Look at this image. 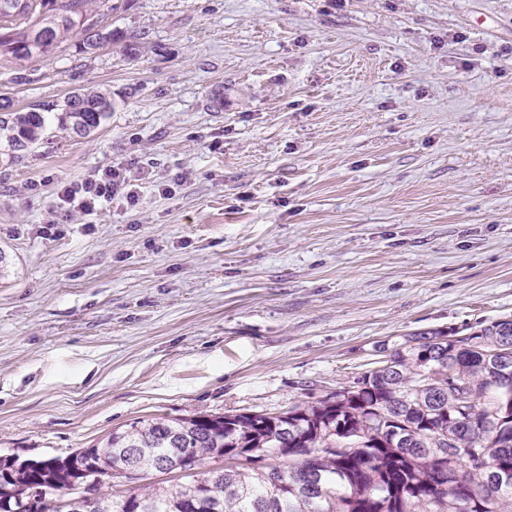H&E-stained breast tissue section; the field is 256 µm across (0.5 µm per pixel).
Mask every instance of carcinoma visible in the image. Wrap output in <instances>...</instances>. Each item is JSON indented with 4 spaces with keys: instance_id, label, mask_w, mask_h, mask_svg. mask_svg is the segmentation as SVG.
Returning a JSON list of instances; mask_svg holds the SVG:
<instances>
[{
    "instance_id": "obj_1",
    "label": "carcinoma",
    "mask_w": 512,
    "mask_h": 512,
    "mask_svg": "<svg viewBox=\"0 0 512 512\" xmlns=\"http://www.w3.org/2000/svg\"><path fill=\"white\" fill-rule=\"evenodd\" d=\"M0 0V62L23 64L54 54L78 31L79 50L137 43L103 23L106 0ZM0 112V166L23 163L54 143L53 129L87 137L114 112L112 93L78 89L56 119L32 104ZM512 319L470 328L465 347L454 330L421 332L392 350L393 367L371 369L314 404L278 415L249 411L154 416L112 429L66 456L0 459V512H512V362L491 356ZM138 474L162 456L187 460L182 482L122 488L128 450ZM492 465L474 468L468 450ZM267 456L281 460L263 465ZM206 459L235 460L199 477Z\"/></svg>"
}]
</instances>
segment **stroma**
Instances as JSON below:
<instances>
[{"instance_id":"obj_1","label":"stroma","mask_w":512,"mask_h":512,"mask_svg":"<svg viewBox=\"0 0 512 512\" xmlns=\"http://www.w3.org/2000/svg\"><path fill=\"white\" fill-rule=\"evenodd\" d=\"M0 96L118 105L0 168V454L279 414L380 346L512 316V0H132ZM138 201L47 229L60 183ZM132 176L127 170L121 168L108 169L101 174H94L88 178L64 184L59 193L61 210L68 216L72 208H78L83 212H92L103 201L126 199L127 202L135 200V194L131 190Z\"/></svg>"}]
</instances>
